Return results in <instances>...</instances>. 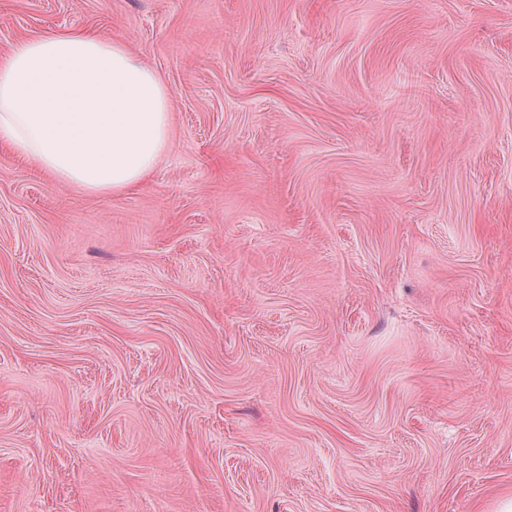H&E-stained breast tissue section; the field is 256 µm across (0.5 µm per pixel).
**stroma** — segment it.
<instances>
[{
	"instance_id": "1",
	"label": "stroma",
	"mask_w": 512,
	"mask_h": 512,
	"mask_svg": "<svg viewBox=\"0 0 512 512\" xmlns=\"http://www.w3.org/2000/svg\"><path fill=\"white\" fill-rule=\"evenodd\" d=\"M172 95L136 188L0 147V512H486L512 490V0H0Z\"/></svg>"
}]
</instances>
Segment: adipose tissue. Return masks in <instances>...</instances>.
Masks as SVG:
<instances>
[{
  "instance_id": "adipose-tissue-1",
  "label": "adipose tissue",
  "mask_w": 512,
  "mask_h": 512,
  "mask_svg": "<svg viewBox=\"0 0 512 512\" xmlns=\"http://www.w3.org/2000/svg\"><path fill=\"white\" fill-rule=\"evenodd\" d=\"M170 90L118 40L46 32L0 58V143L89 194H121L167 152Z\"/></svg>"
}]
</instances>
